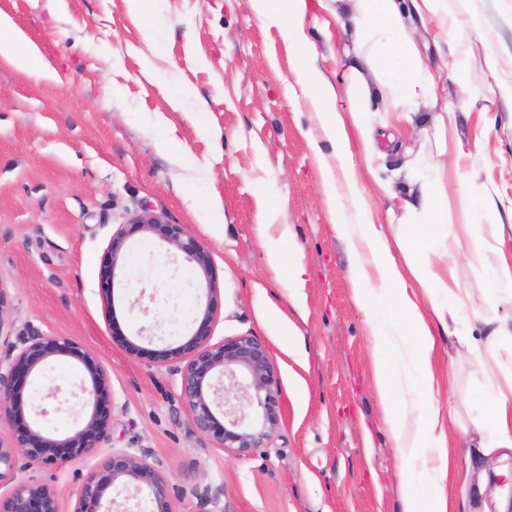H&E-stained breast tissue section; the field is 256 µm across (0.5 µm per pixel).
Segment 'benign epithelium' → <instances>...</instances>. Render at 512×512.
Returning <instances> with one entry per match:
<instances>
[{"instance_id":"7a95c632","label":"benign epithelium","mask_w":512,"mask_h":512,"mask_svg":"<svg viewBox=\"0 0 512 512\" xmlns=\"http://www.w3.org/2000/svg\"><path fill=\"white\" fill-rule=\"evenodd\" d=\"M144 232L157 235L195 265L207 286L208 300L192 321L191 332L177 345L145 349L112 329L115 345L134 358L176 378L179 400L195 432L213 447L246 456L270 441L281 422V383L267 345L250 335L214 340L219 288L208 249L183 224H172L148 205L130 215L108 243L101 266V295L106 317H112L111 281L128 237ZM58 356L81 362L88 378L79 390L89 411L84 425L61 437L45 431L34 412L26 420L24 390ZM114 392L107 370L96 357L66 336L32 333L10 345L8 359L0 360V423L10 428L0 440V512H104L108 490L121 494L134 489L150 491L148 512H173L171 488L160 462L148 453L129 449L104 451L110 441ZM96 460V472L76 495L71 510L62 509L58 489L27 476L35 464L56 468L75 460Z\"/></svg>"}]
</instances>
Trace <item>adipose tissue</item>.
Listing matches in <instances>:
<instances>
[{
	"label": "adipose tissue",
	"mask_w": 512,
	"mask_h": 512,
	"mask_svg": "<svg viewBox=\"0 0 512 512\" xmlns=\"http://www.w3.org/2000/svg\"><path fill=\"white\" fill-rule=\"evenodd\" d=\"M257 18L264 24L281 28L290 43L301 45V18L305 0H252ZM344 11L354 23L355 53L350 68L358 77L359 97L369 104L372 92L362 79L365 71L380 69L394 88V105L419 104L437 96V85L424 61L415 33L404 18L407 8L419 17L436 15L440 33L448 31V16L436 11L437 0H341ZM0 60L42 78H53L54 71L38 48L27 40L14 23L0 15ZM296 79L303 87L310 107L317 114L325 138L333 146L337 172L327 173L323 201L329 210H337L342 197L354 204L358 221L340 224L348 238L355 259L354 298L371 326V366L378 390L389 413L387 424L394 438L407 491L403 512H416L421 491L437 486V469L426 465L427 454L441 453L447 445L444 433L438 432L439 410L430 404L419 415H411L402 401L406 392L416 390L430 399L434 376L429 367L438 335L449 333L456 308L471 311L492 306L512 309V295L499 296L490 288H460L456 267L459 240H452L446 252H422V266L404 270L394 256L390 242L367 213L352 163V140L371 145L372 129L361 113L345 117L341 99L334 88L313 65L307 53H300L295 65ZM404 209L408 223L416 228L448 221V202L438 198L430 183L419 184ZM447 290L455 304L443 307L432 304L423 313L413 299L414 289ZM416 336L420 357L405 366L399 336L403 329ZM459 344L477 356L492 358L486 366L479 402L486 409L478 425L476 453L489 456L494 451L512 453V369L495 364L498 349L512 345V316L496 318L494 327L482 337L462 336Z\"/></svg>",
	"instance_id": "ef3b65f1"
}]
</instances>
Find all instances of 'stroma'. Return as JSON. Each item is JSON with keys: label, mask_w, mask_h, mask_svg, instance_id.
<instances>
[{"label": "stroma", "mask_w": 512, "mask_h": 512, "mask_svg": "<svg viewBox=\"0 0 512 512\" xmlns=\"http://www.w3.org/2000/svg\"><path fill=\"white\" fill-rule=\"evenodd\" d=\"M451 28L411 18L431 68L447 67L446 93L477 100L457 113L444 137L433 109L419 105L400 128L387 99L368 118L375 158L353 146L359 188L374 223L410 242L398 199L410 184L413 153L438 164L448 222L429 227L427 244L443 251L449 235L463 243L461 287L498 282L512 264V0H441ZM55 70L37 78L0 62V355L19 335L67 336L108 371L115 397L112 448L143 449L164 464L174 512H201L191 487L221 489L217 512H403L399 461L371 371L370 326L354 300V267L337 219L322 202L331 148L294 76L297 49L283 31L262 24L251 0H158L151 17L128 0H0ZM302 27L315 65L340 94L358 89L344 65L353 24L339 0H307ZM460 137L472 156L442 142ZM486 188L495 207L475 218L459 200V182ZM162 211L209 249L220 289L215 339L251 335L268 346L281 382L282 421L266 447L241 457L197 435L174 379L112 341L120 329L141 346L177 343L207 301L206 284L157 236H130L114 278V318L100 296L109 240L141 206ZM288 225L284 251L304 269L301 282L265 261L259 224L267 206ZM433 394L458 425L449 449L468 465L465 433L480 364L448 358V339L432 357ZM84 374L57 357L27 385L24 410H46L43 425L66 436L80 413L72 393ZM91 460L59 469L33 466L71 506L94 472Z\"/></svg>", "instance_id": "obj_1"}]
</instances>
